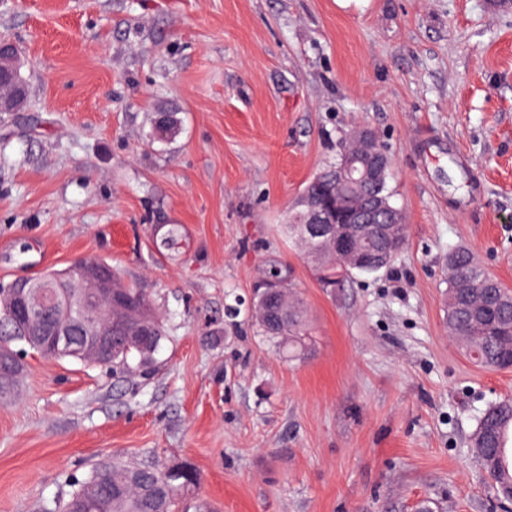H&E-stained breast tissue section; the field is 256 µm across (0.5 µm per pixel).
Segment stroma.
<instances>
[{"instance_id":"1","label":"stroma","mask_w":512,"mask_h":512,"mask_svg":"<svg viewBox=\"0 0 512 512\" xmlns=\"http://www.w3.org/2000/svg\"><path fill=\"white\" fill-rule=\"evenodd\" d=\"M0 38L28 87L0 112V282L103 261L171 330L147 377L23 356L0 512L112 460L191 463L185 512H489L471 436L512 369L445 318L456 247L512 287V0H0ZM358 126L406 245L330 291L283 226ZM272 262L307 307L300 356L224 316Z\"/></svg>"}]
</instances>
